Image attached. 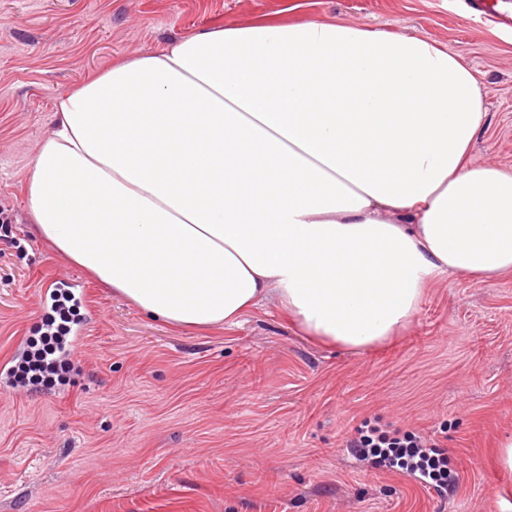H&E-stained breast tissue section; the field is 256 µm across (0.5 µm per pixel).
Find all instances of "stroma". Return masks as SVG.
Segmentation results:
<instances>
[{"instance_id": "obj_1", "label": "stroma", "mask_w": 512, "mask_h": 512, "mask_svg": "<svg viewBox=\"0 0 512 512\" xmlns=\"http://www.w3.org/2000/svg\"><path fill=\"white\" fill-rule=\"evenodd\" d=\"M354 23L423 36L485 84L472 156L512 165V32L463 0H0V363L75 283L84 330L66 384L0 386V512H496L512 473V275L433 280L409 329L354 354L311 343L274 307L202 331L153 321L34 233L24 185L54 100L113 62L224 24ZM438 434L441 498L344 442L366 417Z\"/></svg>"}]
</instances>
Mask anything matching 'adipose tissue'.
<instances>
[{
  "label": "adipose tissue",
  "mask_w": 512,
  "mask_h": 512,
  "mask_svg": "<svg viewBox=\"0 0 512 512\" xmlns=\"http://www.w3.org/2000/svg\"><path fill=\"white\" fill-rule=\"evenodd\" d=\"M54 108L25 182L37 236L168 325L271 304L355 353L411 324L427 282L512 273V166L471 159L483 85L426 38L213 27Z\"/></svg>",
  "instance_id": "ef3b65f1"
}]
</instances>
